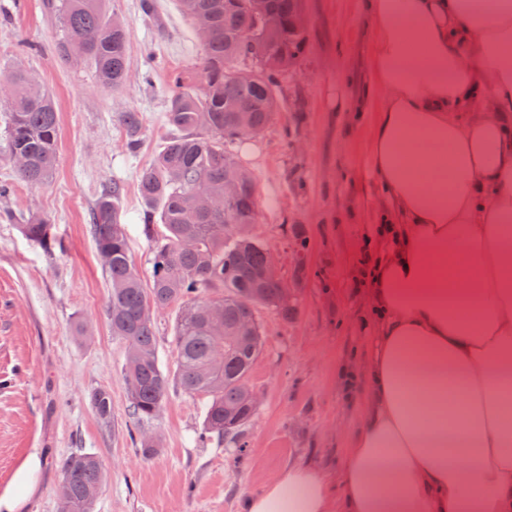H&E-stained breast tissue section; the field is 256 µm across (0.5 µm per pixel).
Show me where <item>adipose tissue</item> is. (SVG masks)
I'll use <instances>...</instances> for the list:
<instances>
[{
  "instance_id": "ef3b65f1",
  "label": "adipose tissue",
  "mask_w": 512,
  "mask_h": 512,
  "mask_svg": "<svg viewBox=\"0 0 512 512\" xmlns=\"http://www.w3.org/2000/svg\"><path fill=\"white\" fill-rule=\"evenodd\" d=\"M384 105L372 155L392 235L370 296L371 398L345 512H512V0H368ZM33 449L0 490L25 512ZM327 475L284 470L243 512H332Z\"/></svg>"
}]
</instances>
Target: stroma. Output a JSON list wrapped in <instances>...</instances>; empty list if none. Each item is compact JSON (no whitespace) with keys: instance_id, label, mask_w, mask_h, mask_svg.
<instances>
[{"instance_id":"1","label":"stroma","mask_w":512,"mask_h":512,"mask_svg":"<svg viewBox=\"0 0 512 512\" xmlns=\"http://www.w3.org/2000/svg\"><path fill=\"white\" fill-rule=\"evenodd\" d=\"M108 0L128 22L129 74L119 95L102 90L93 68L54 50L45 0H0V79L22 64L56 101L58 161L52 178L30 186L5 152L0 101V490L31 449L45 465L27 512H58L60 464L74 449L99 456L106 474L91 512H241L288 464L306 462L330 478L342 512L341 475L369 401L366 372L379 318L370 307L361 257L377 247L385 192L371 146L383 99L371 58L376 24L367 0H303L307 42L282 79L279 114L260 135L233 144L256 186L252 234L277 259L294 289L296 313L258 308L263 351L249 377L257 412L232 442L199 438L204 396L171 385L152 425L163 446L143 456L132 431L123 382L125 344L106 314L108 278L87 224L102 188L121 199L130 260L149 282L153 248L165 228L148 222L138 183L166 136L170 76L193 75L202 45L173 0ZM152 68H145V58ZM150 80H143V73ZM140 112L143 143L125 149L116 114ZM32 214L48 218L44 251L21 230ZM306 239L304 257L296 243ZM112 399L110 421L91 403Z\"/></svg>"}]
</instances>
